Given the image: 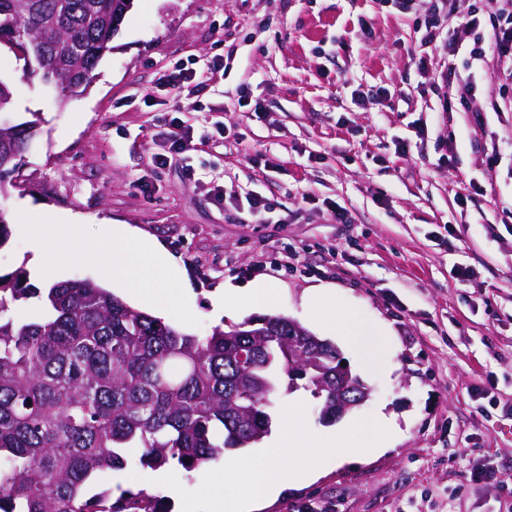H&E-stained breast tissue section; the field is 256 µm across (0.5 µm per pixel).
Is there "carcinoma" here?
Listing matches in <instances>:
<instances>
[{
  "mask_svg": "<svg viewBox=\"0 0 512 512\" xmlns=\"http://www.w3.org/2000/svg\"><path fill=\"white\" fill-rule=\"evenodd\" d=\"M131 0H0V46L19 52L30 83L84 93ZM0 77V111L14 109ZM41 118L0 124V151L19 152ZM43 296L35 319L18 302ZM180 332L89 280L45 294L19 269L0 275V512H161L156 496L102 490L127 465L125 448L160 467L189 471L268 432L265 409L288 375L285 317L269 326ZM330 342L299 345L306 384L336 369Z\"/></svg>",
  "mask_w": 512,
  "mask_h": 512,
  "instance_id": "1",
  "label": "carcinoma"
}]
</instances>
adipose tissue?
Returning a JSON list of instances; mask_svg holds the SVG:
<instances>
[{
  "label": "adipose tissue",
  "instance_id": "adipose-tissue-1",
  "mask_svg": "<svg viewBox=\"0 0 512 512\" xmlns=\"http://www.w3.org/2000/svg\"><path fill=\"white\" fill-rule=\"evenodd\" d=\"M26 221L33 229L29 241L30 262L38 270L41 269L46 254L51 251L58 237V230L51 213L45 210L27 215ZM80 231V224H73L69 248L107 269L109 277L138 281L141 288L136 297L152 310L155 317L166 319L172 315L170 304L158 297L156 291L162 288L168 275L180 276L184 270L162 244L144 239L135 229L122 225L118 231L125 240L126 247L116 252L98 241H80ZM307 304L310 317L315 323L356 345L368 368L378 367L377 353L383 343L381 331L365 325L351 311L341 307L336 301L335 289L314 290L308 295Z\"/></svg>",
  "mask_w": 512,
  "mask_h": 512
}]
</instances>
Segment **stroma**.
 <instances>
[{"label": "stroma", "mask_w": 512, "mask_h": 512, "mask_svg": "<svg viewBox=\"0 0 512 512\" xmlns=\"http://www.w3.org/2000/svg\"><path fill=\"white\" fill-rule=\"evenodd\" d=\"M419 15L394 0H133L93 84L63 107L0 53V73L18 88L10 119L42 118L21 160L23 186L0 195L1 275L27 268L22 217L47 208L64 235L77 214L90 239L110 242L115 223L162 242L190 279L168 278L161 290L182 332L203 337L259 318L246 290L258 279L276 290L269 315L309 325L306 294L331 287L386 333L385 366L370 371L341 337L314 328L372 396L331 423L313 388L280 390L269 432L297 400L314 435L384 416L399 428L396 445L259 512H512V112L490 105L512 101V78L470 57L468 31L455 36L458 53L444 41L422 52ZM212 58L223 66L206 90L175 97L158 87L163 70ZM447 61L473 99L434 84ZM174 118L197 138L155 165ZM253 195L268 211L250 213ZM335 207L349 223H336ZM461 267L471 280L458 279ZM68 279L102 285L107 273L72 253L29 277L41 289ZM223 285L236 291L217 319L209 295ZM126 455L112 488L147 490L182 512L151 483L157 470L141 464L140 449ZM477 464L493 480L466 482Z\"/></svg>", "instance_id": "1"}]
</instances>
